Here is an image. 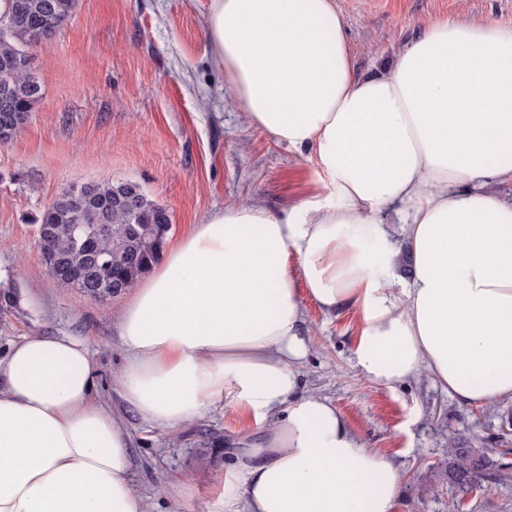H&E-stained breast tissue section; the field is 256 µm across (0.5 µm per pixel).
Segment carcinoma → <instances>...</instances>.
Here are the masks:
<instances>
[{"label": "carcinoma", "mask_w": 512, "mask_h": 512, "mask_svg": "<svg viewBox=\"0 0 512 512\" xmlns=\"http://www.w3.org/2000/svg\"><path fill=\"white\" fill-rule=\"evenodd\" d=\"M23 8V23L39 21L48 12L53 13L59 28L72 18L76 0H6L3 13H13ZM22 48L17 40H0V88L9 86L17 111L31 113L41 99V85L31 80L23 70H11L4 61L16 55ZM76 193L63 192L41 211L37 224H45L55 233L40 242V252H57L68 256L76 268L86 265L83 240L91 233L92 224L84 223L74 228L72 216L76 209ZM134 196L136 206L129 210L121 201ZM106 204L108 211L101 215L100 223L111 225L108 237L98 241V249L109 259L110 264L93 271L97 288L94 296L101 301L112 299V286L117 282L132 288L160 259L163 243L171 219L168 211L151 200L141 188L131 182H102L94 184L92 195L85 197L84 205L97 207ZM489 461L456 441H448V478L454 483L468 487L476 478L483 476Z\"/></svg>", "instance_id": "obj_1"}]
</instances>
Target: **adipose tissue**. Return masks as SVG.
<instances>
[{"instance_id": "ef3b65f1", "label": "adipose tissue", "mask_w": 512, "mask_h": 512, "mask_svg": "<svg viewBox=\"0 0 512 512\" xmlns=\"http://www.w3.org/2000/svg\"><path fill=\"white\" fill-rule=\"evenodd\" d=\"M205 32L248 124L308 151L322 192L284 215L227 206L173 239L115 322L119 395L173 432L218 406L246 416L212 512H394L399 468L299 392L289 261L323 311L357 312L369 381L425 371L468 404L512 398V27L429 21L371 75L335 0H209ZM130 456L83 341L34 334L0 357V512H147Z\"/></svg>"}]
</instances>
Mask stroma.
Segmentation results:
<instances>
[{"label": "stroma", "instance_id": "obj_1", "mask_svg": "<svg viewBox=\"0 0 512 512\" xmlns=\"http://www.w3.org/2000/svg\"><path fill=\"white\" fill-rule=\"evenodd\" d=\"M209 0H78L71 21L34 53L42 99L24 131L0 146V356L22 337L73 336L90 353L95 389L121 409L112 378L124 361L114 321L124 302L59 285L40 258L36 218L62 189L138 184L171 217L175 238L229 205L283 213L319 193L306 152L251 127L211 58ZM356 70L388 69L424 23L441 17L512 25V0H336ZM306 354L303 392L332 402L367 448L403 474L396 512H512V399L458 401L427 373L387 388L352 355L357 323L329 315L299 285ZM133 486L148 512H171L165 488L191 483L184 512H209L224 476L225 436L247 421L216 408L178 435L125 417ZM466 441L491 466L481 488L448 480V442Z\"/></svg>", "mask_w": 512, "mask_h": 512}]
</instances>
